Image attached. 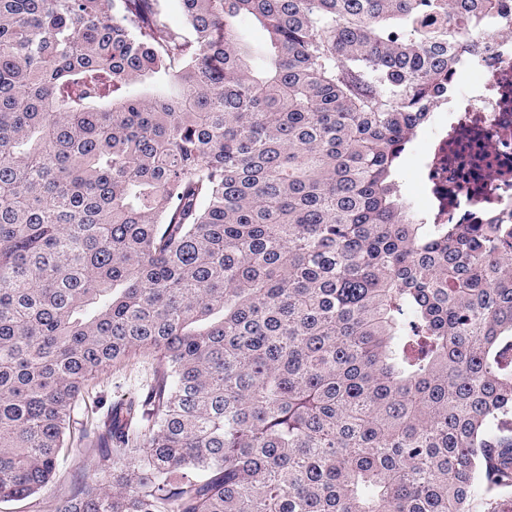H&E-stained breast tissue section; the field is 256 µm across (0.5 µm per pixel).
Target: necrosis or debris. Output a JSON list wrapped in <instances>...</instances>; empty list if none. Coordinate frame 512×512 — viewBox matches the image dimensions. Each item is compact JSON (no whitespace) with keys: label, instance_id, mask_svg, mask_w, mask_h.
Masks as SVG:
<instances>
[{"label":"necrosis or debris","instance_id":"obj_1","mask_svg":"<svg viewBox=\"0 0 512 512\" xmlns=\"http://www.w3.org/2000/svg\"><path fill=\"white\" fill-rule=\"evenodd\" d=\"M424 170L426 223H512V0L459 48Z\"/></svg>","mask_w":512,"mask_h":512}]
</instances>
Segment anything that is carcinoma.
<instances>
[{"mask_svg": "<svg viewBox=\"0 0 512 512\" xmlns=\"http://www.w3.org/2000/svg\"><path fill=\"white\" fill-rule=\"evenodd\" d=\"M162 2L0 0V502L147 351L57 512H500L512 223L400 172L501 0Z\"/></svg>", "mask_w": 512, "mask_h": 512, "instance_id": "cac0c4a2", "label": "carcinoma"}]
</instances>
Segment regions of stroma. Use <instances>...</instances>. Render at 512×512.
<instances>
[{"instance_id":"35a3bbf8","label":"stroma","mask_w":512,"mask_h":512,"mask_svg":"<svg viewBox=\"0 0 512 512\" xmlns=\"http://www.w3.org/2000/svg\"><path fill=\"white\" fill-rule=\"evenodd\" d=\"M155 364L153 355L141 352L91 381L76 410L75 423L54 480L25 500L1 502L0 512H56L58 503L71 494L80 478L111 468V461L99 457L82 433L102 425L112 406L141 395L152 380Z\"/></svg>"}]
</instances>
